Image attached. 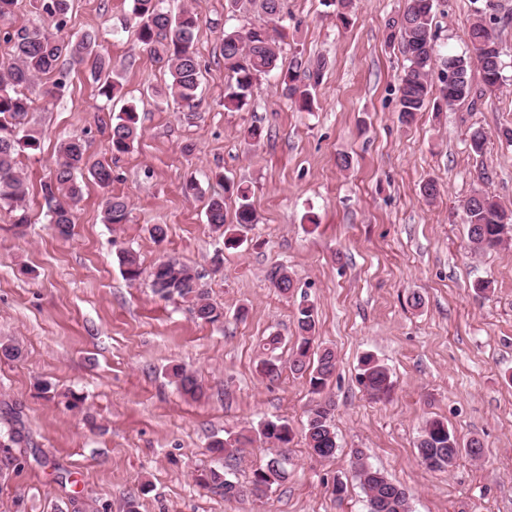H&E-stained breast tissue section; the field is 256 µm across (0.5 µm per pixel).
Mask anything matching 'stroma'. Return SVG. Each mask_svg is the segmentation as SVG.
<instances>
[{
  "label": "stroma",
  "instance_id": "obj_1",
  "mask_svg": "<svg viewBox=\"0 0 512 512\" xmlns=\"http://www.w3.org/2000/svg\"><path fill=\"white\" fill-rule=\"evenodd\" d=\"M165 6L193 7L202 19L199 118L160 97L168 73L137 43L130 0H73L67 18L68 31L96 32L108 49L123 84L115 107H138L142 133L128 152L110 151L112 114L100 110L87 68H70L57 101L28 91L43 150L17 158L30 184L25 233L0 212V340L21 349L0 360V430L22 438L11 458L0 455V512H367L357 449L408 490L412 512H512V243L473 251L462 207L482 188L512 209V145L500 136L512 128V0H435L439 53L470 54L469 29L484 14L502 47L503 82L475 105L440 112L427 104L409 124L399 122L397 101L406 54L387 39L404 0H354L345 25L331 0H287L281 64L300 56L324 66L310 111L283 96L272 75L241 109L226 110L221 40L256 13L229 0ZM253 125L264 134L257 144L246 136ZM473 127L488 136L480 157L469 148ZM74 135L92 159L111 162L112 186L85 182L64 239L41 208V185L59 142ZM484 167L492 173L485 184L477 178ZM219 172L248 187L256 211L236 250L206 221ZM431 180L439 193L428 199L422 187ZM189 181L195 192L185 191ZM109 193L127 199L129 223H103ZM156 224L167 227L160 243ZM129 248L147 267L165 255L193 266L223 319L202 322L148 281H126L118 255ZM275 265L288 268L290 293L269 282ZM479 281L489 282L486 292L475 291ZM414 293L421 308L409 302ZM303 303L314 307L316 347L336 354L319 396L290 368L272 379L260 367L271 334L289 360ZM367 353L393 381L379 400L358 382ZM175 364L195 372L201 397L181 395L169 375ZM320 398L332 405L337 442L322 459L305 441ZM432 419L461 441L478 439L482 458L426 469L417 444ZM268 420L288 423V445L263 439ZM241 432L251 445L210 451L214 438ZM273 456L286 478L251 494L254 470ZM209 469L224 471L242 495L201 487L197 477ZM339 480L340 500L332 493Z\"/></svg>",
  "mask_w": 512,
  "mask_h": 512
}]
</instances>
